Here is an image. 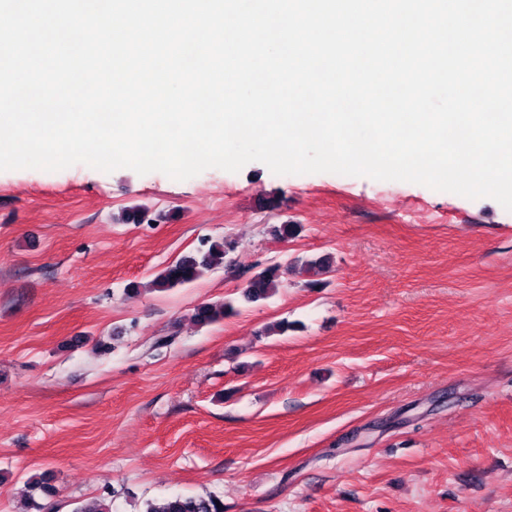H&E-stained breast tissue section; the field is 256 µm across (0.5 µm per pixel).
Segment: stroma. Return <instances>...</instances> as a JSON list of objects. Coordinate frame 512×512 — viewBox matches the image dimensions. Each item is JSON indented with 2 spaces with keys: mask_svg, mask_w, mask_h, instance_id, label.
I'll use <instances>...</instances> for the list:
<instances>
[{
  "mask_svg": "<svg viewBox=\"0 0 512 512\" xmlns=\"http://www.w3.org/2000/svg\"><path fill=\"white\" fill-rule=\"evenodd\" d=\"M206 238L233 249L203 279L128 293ZM271 260L283 287L242 302ZM225 299L236 315L192 320ZM35 476L47 512L106 489L112 512L206 492L224 512H512V211L259 162L0 171V512H27Z\"/></svg>",
  "mask_w": 512,
  "mask_h": 512,
  "instance_id": "35a3bbf8",
  "label": "stroma"
}]
</instances>
